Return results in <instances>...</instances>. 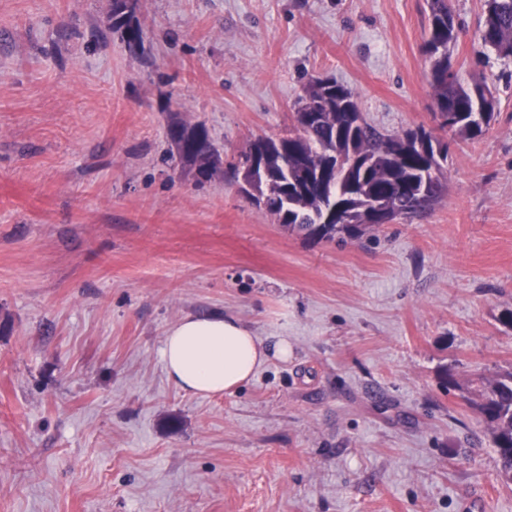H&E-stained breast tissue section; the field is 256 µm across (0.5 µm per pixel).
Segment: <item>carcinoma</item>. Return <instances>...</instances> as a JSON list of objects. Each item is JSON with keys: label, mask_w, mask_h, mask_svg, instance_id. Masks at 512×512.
Wrapping results in <instances>:
<instances>
[{"label": "carcinoma", "mask_w": 512, "mask_h": 512, "mask_svg": "<svg viewBox=\"0 0 512 512\" xmlns=\"http://www.w3.org/2000/svg\"><path fill=\"white\" fill-rule=\"evenodd\" d=\"M116 34L133 53L143 51V30L123 0H112V14L101 39ZM458 27L449 0H431L422 52L431 62V87L439 130L466 140L481 137L495 117L496 105L488 101L475 81L464 85L450 72L449 46ZM482 46L499 56L512 57V0H484L479 27ZM362 118L355 92L332 79L303 85L295 102V130L286 136H258L237 161L223 169L214 163L217 151L206 129L182 120L169 127L180 158L196 167L199 177H225L241 173L255 152L264 151L269 177L254 184L249 200L267 197L277 201L265 211L286 231L332 240L354 236L367 229L363 204L373 202L392 217L411 218L430 209L440 198L448 158V144L423 129L385 135L355 119ZM319 171L326 178L319 190L298 185L299 168ZM434 185L420 197L423 179ZM500 460L499 478L512 482V371L487 383L478 403Z\"/></svg>", "instance_id": "obj_1"}]
</instances>
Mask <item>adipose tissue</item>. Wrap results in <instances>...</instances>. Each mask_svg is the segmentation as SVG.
Segmentation results:
<instances>
[{"label": "adipose tissue", "instance_id": "obj_1", "mask_svg": "<svg viewBox=\"0 0 512 512\" xmlns=\"http://www.w3.org/2000/svg\"><path fill=\"white\" fill-rule=\"evenodd\" d=\"M161 358L170 382L194 396L231 393L271 358L287 359V338L269 344L233 316L187 315L165 332Z\"/></svg>", "mask_w": 512, "mask_h": 512}]
</instances>
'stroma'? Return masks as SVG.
<instances>
[{"label":"stroma","instance_id":"stroma-1","mask_svg":"<svg viewBox=\"0 0 512 512\" xmlns=\"http://www.w3.org/2000/svg\"><path fill=\"white\" fill-rule=\"evenodd\" d=\"M430 0H0V512H512L477 403L512 370V58L450 0L464 81L496 117L448 143L433 208L309 240L167 138L224 157L293 124L304 82L353 89L386 134L436 130ZM287 337L230 394L168 380L187 314ZM135 0H113L112 14L108 19L105 31L100 33L101 39L105 40L110 34H118L125 43L127 49L133 53L143 51V30L135 15L127 11L135 5ZM127 4V6H126Z\"/></svg>","mask_w":512,"mask_h":512}]
</instances>
